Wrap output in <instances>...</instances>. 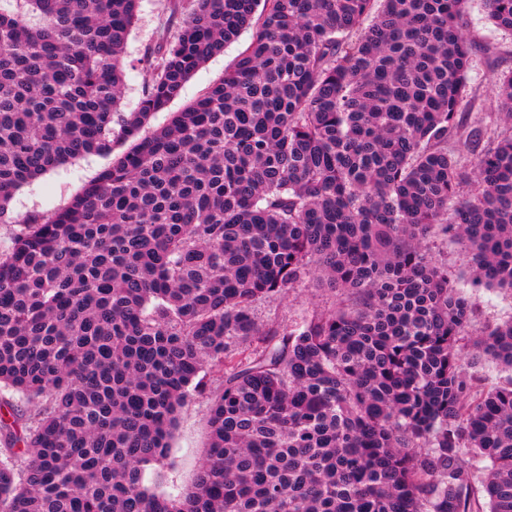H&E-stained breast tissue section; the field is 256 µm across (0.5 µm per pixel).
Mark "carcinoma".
<instances>
[{
    "label": "carcinoma",
    "instance_id": "obj_1",
    "mask_svg": "<svg viewBox=\"0 0 512 512\" xmlns=\"http://www.w3.org/2000/svg\"><path fill=\"white\" fill-rule=\"evenodd\" d=\"M7 2L0 218L48 171L133 144L0 253V390L28 412L0 414V512H512V379L474 370H512V320L465 340L469 300L428 246L451 235L473 285L512 289V71L460 119L466 0L179 3L128 113L140 0ZM487 6L511 34L512 0ZM245 29L224 77L140 135ZM308 278L346 304L256 324ZM195 394V481L151 489Z\"/></svg>",
    "mask_w": 512,
    "mask_h": 512
}]
</instances>
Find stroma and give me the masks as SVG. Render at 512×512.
Listing matches in <instances>:
<instances>
[{
	"instance_id": "35a3bbf8",
	"label": "stroma",
	"mask_w": 512,
	"mask_h": 512,
	"mask_svg": "<svg viewBox=\"0 0 512 512\" xmlns=\"http://www.w3.org/2000/svg\"><path fill=\"white\" fill-rule=\"evenodd\" d=\"M170 0H141L135 22L125 47L124 88L120 109L134 111L150 76L140 59L154 48L162 37L174 36L178 21L172 20ZM460 23L474 44L473 62L468 73V91L460 105L461 116L467 117L493 108V90L497 75L512 68V37L496 28L488 19L484 0H468ZM250 32H243L236 42L225 46L186 82L181 95L167 110L157 113L150 129L166 125L172 113L182 110L198 94L219 80L241 50L247 45ZM127 143L116 144L112 156L121 155ZM112 156L86 154L38 177L17 190L5 217L0 218V248L8 247L12 236L31 216L47 215L79 193L111 163ZM433 251L437 259L447 264L456 287L461 288L472 304V315L464 335L472 339L488 328L512 320V290L506 288H473L468 284L471 256L454 239L435 240ZM340 297L329 290L304 283L283 297L261 299L254 303L253 312L259 325H288L307 309H335ZM207 399L198 397L183 407L178 415L170 458L158 466L162 490L179 494L195 480L210 439Z\"/></svg>"
}]
</instances>
